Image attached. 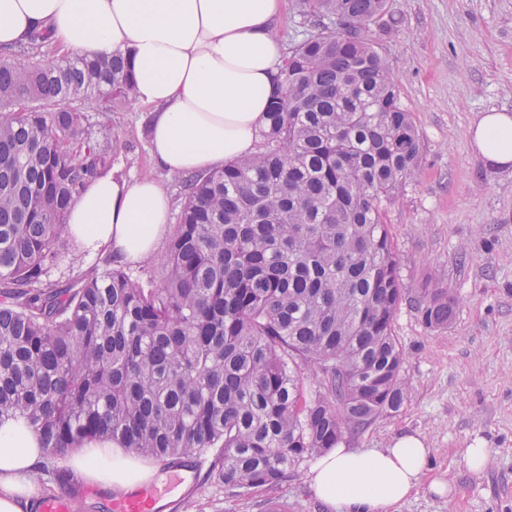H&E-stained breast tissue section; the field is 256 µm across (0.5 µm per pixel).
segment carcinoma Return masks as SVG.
Returning <instances> with one entry per match:
<instances>
[{"instance_id": "1", "label": "carcinoma", "mask_w": 512, "mask_h": 512, "mask_svg": "<svg viewBox=\"0 0 512 512\" xmlns=\"http://www.w3.org/2000/svg\"><path fill=\"white\" fill-rule=\"evenodd\" d=\"M260 149L186 180L147 284L118 265L47 279L66 216L112 165L87 108L133 99L125 56L0 59V422L52 454L106 439L175 465L200 457L241 497L278 486L408 396L393 322L405 298L384 209L421 167L397 80L367 37L390 0H298ZM428 327L454 299L425 288Z\"/></svg>"}]
</instances>
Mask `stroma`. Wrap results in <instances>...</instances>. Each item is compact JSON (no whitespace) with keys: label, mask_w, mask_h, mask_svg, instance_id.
Returning <instances> with one entry per match:
<instances>
[{"label":"stroma","mask_w":512,"mask_h":512,"mask_svg":"<svg viewBox=\"0 0 512 512\" xmlns=\"http://www.w3.org/2000/svg\"><path fill=\"white\" fill-rule=\"evenodd\" d=\"M393 21L371 26L369 38L399 78L424 151L422 167L387 208L386 223L407 297L394 317L408 398L343 439L355 449L385 448L404 434L423 438L431 473L455 485L453 500L420 490L398 512H512V166L488 164L470 128L487 112L512 114V0H393ZM99 140L112 139V168L162 183L179 214L184 187L149 158L148 109L132 104L110 116ZM445 288L456 305L447 326L426 327L412 298ZM486 442L489 468L467 471L461 451ZM301 463L277 489L240 499L206 475L161 512H264L270 499L286 512H329L311 492Z\"/></svg>","instance_id":"35a3bbf8"}]
</instances>
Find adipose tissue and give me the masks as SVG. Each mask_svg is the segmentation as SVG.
<instances>
[{"mask_svg":"<svg viewBox=\"0 0 512 512\" xmlns=\"http://www.w3.org/2000/svg\"><path fill=\"white\" fill-rule=\"evenodd\" d=\"M283 7L284 0H0V47L41 29L61 55L124 53L135 102L151 112L152 162L171 174H201L257 151L285 57L274 27ZM469 136L485 161L512 163V115L486 113ZM169 214L158 181L112 172L88 184L67 222L86 254L138 264L158 253ZM47 457L25 420L0 423V512H30L33 478ZM65 466L86 483L120 489L154 474L151 459L108 440L72 449ZM428 471L424 441L401 435L385 448L330 449L312 461L306 481L331 512H396L420 487L453 493Z\"/></svg>","mask_w":512,"mask_h":512,"instance_id":"obj_1","label":"adipose tissue"}]
</instances>
